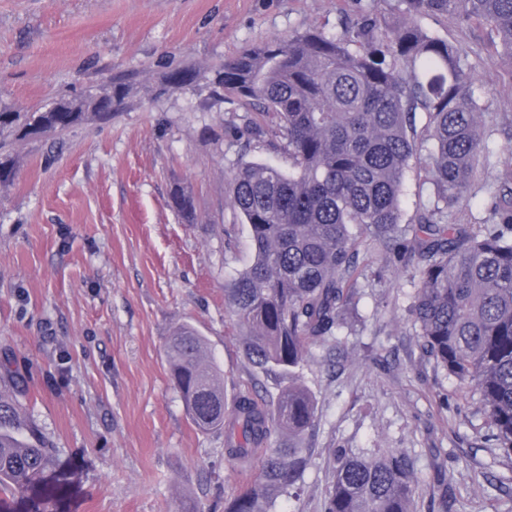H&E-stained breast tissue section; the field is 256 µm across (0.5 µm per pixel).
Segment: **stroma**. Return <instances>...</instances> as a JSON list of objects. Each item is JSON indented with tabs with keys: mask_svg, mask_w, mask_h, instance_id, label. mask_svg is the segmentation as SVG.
Listing matches in <instances>:
<instances>
[{
	"mask_svg": "<svg viewBox=\"0 0 512 512\" xmlns=\"http://www.w3.org/2000/svg\"><path fill=\"white\" fill-rule=\"evenodd\" d=\"M363 4L388 27L403 20L397 0H0L1 102L32 110L111 79L134 83L109 120L15 144L16 177L0 186V360L20 373L27 411L58 450L68 512H224L256 475L258 464L225 460L223 433L192 423L166 342L181 323L205 336L226 401L249 383L277 394L224 304L252 259L228 195L238 166L288 159L237 141L247 112L237 98L158 88L169 65L207 69L313 27L332 33ZM419 24L458 47L477 80L490 164L452 220L490 221L488 192L512 164V63L490 58L488 30L449 17ZM177 186L194 200V223L168 206ZM363 264L362 297L335 346L313 347L299 369L316 422L299 495L279 512H322L341 448L408 454L416 512H512V459L476 396L422 355L409 270L379 253Z\"/></svg>",
	"mask_w": 512,
	"mask_h": 512,
	"instance_id": "1",
	"label": "stroma"
}]
</instances>
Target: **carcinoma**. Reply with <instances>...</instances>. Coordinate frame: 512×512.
Returning <instances> with one entry per match:
<instances>
[{
	"mask_svg": "<svg viewBox=\"0 0 512 512\" xmlns=\"http://www.w3.org/2000/svg\"><path fill=\"white\" fill-rule=\"evenodd\" d=\"M395 29L363 11L327 34L309 29L246 49L210 69L211 96L256 107L241 135L271 134L288 156L284 170L246 163L231 176L230 204L246 224L254 258L224 288L244 355L279 380L276 397L250 389L229 405L224 368L189 324L168 338L169 381L202 432H224L229 461L260 462L259 476L224 499V512H277L308 464L305 437L317 404L298 369L314 346L336 344L345 310L359 301V254L377 248L413 264L410 315L423 353L478 396L492 437L512 459V165L490 195L492 222L452 224L469 205L487 148L475 81L458 49L419 25L452 17L495 35L498 58L512 62V0H397ZM201 71L174 67L165 89L184 90ZM133 87L108 82L20 112L0 102V185L16 176L19 140L63 134L123 109ZM423 113V131L416 114ZM422 159L430 206L412 229L400 227L404 178ZM172 207L187 221L194 202L177 187ZM412 232L406 244V232ZM23 385L0 362V504L40 496L35 512H58L66 488L54 476L56 448L30 419ZM275 433L288 443L273 445ZM414 463L398 451L335 455L323 512H414Z\"/></svg>",
	"mask_w": 512,
	"mask_h": 512,
	"instance_id": "carcinoma-1",
	"label": "carcinoma"
}]
</instances>
